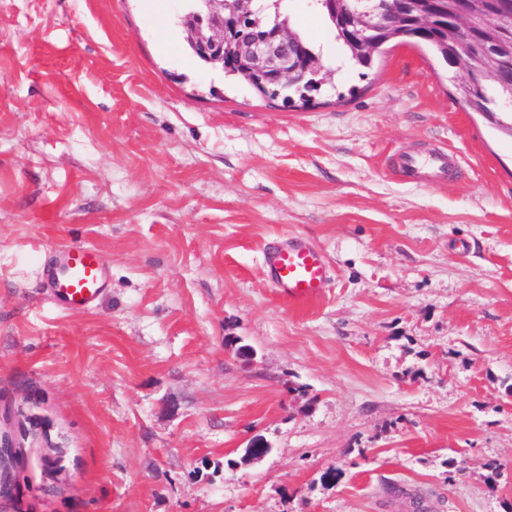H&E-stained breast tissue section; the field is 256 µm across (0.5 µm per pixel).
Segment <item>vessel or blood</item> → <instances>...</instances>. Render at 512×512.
Masks as SVG:
<instances>
[{
	"mask_svg": "<svg viewBox=\"0 0 512 512\" xmlns=\"http://www.w3.org/2000/svg\"><path fill=\"white\" fill-rule=\"evenodd\" d=\"M448 166V157L407 154L400 161L402 173L412 182L425 183ZM264 273L280 296L303 307L317 301L330 275L323 254L310 243L295 239L268 246L263 257ZM51 299L68 311H90L106 291L105 260L89 244H71L61 249L56 264L45 273Z\"/></svg>",
	"mask_w": 512,
	"mask_h": 512,
	"instance_id": "1",
	"label": "vessel or blood"
}]
</instances>
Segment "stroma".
<instances>
[{"mask_svg": "<svg viewBox=\"0 0 512 512\" xmlns=\"http://www.w3.org/2000/svg\"><path fill=\"white\" fill-rule=\"evenodd\" d=\"M281 7L343 54L317 0ZM185 12L0 0V512H512V136L415 44L259 97ZM438 149L457 176L403 180ZM291 237L332 274L302 309L262 268ZM73 243L110 273L84 314L44 287Z\"/></svg>", "mask_w": 512, "mask_h": 512, "instance_id": "1", "label": "stroma"}]
</instances>
